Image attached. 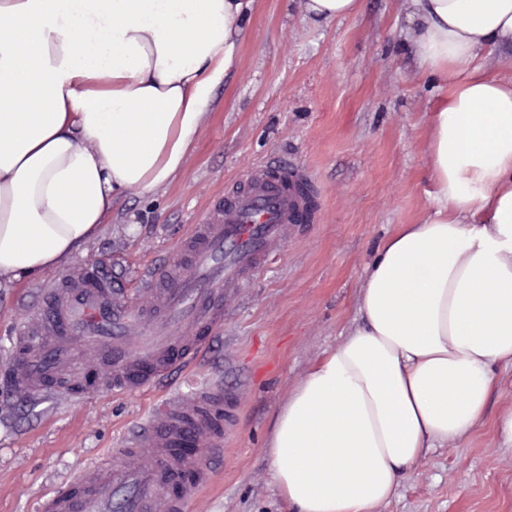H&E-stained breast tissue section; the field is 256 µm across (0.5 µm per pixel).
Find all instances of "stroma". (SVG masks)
I'll return each mask as SVG.
<instances>
[{"mask_svg": "<svg viewBox=\"0 0 512 512\" xmlns=\"http://www.w3.org/2000/svg\"><path fill=\"white\" fill-rule=\"evenodd\" d=\"M400 0H361L324 26L292 0H257L250 37L201 131L185 172L155 197L127 192L86 254L61 270L0 290V512H40L118 447L150 409L176 393L222 384L236 398L222 451L207 463L188 512H282L264 445L274 414L307 367L345 336L378 244L427 216L426 114L432 83L407 69ZM304 170L317 193L309 223L289 225L264 265L224 296V323L186 367L124 394L18 395L7 376L21 316L41 289L84 273L142 288L160 258H175L206 206L251 168ZM382 512H512V448L485 424L457 448H437Z\"/></svg>", "mask_w": 512, "mask_h": 512, "instance_id": "stroma-1", "label": "stroma"}]
</instances>
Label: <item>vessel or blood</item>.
Returning a JSON list of instances; mask_svg holds the SVG:
<instances>
[{
  "mask_svg": "<svg viewBox=\"0 0 512 512\" xmlns=\"http://www.w3.org/2000/svg\"><path fill=\"white\" fill-rule=\"evenodd\" d=\"M239 192L216 200L181 244V257L141 294L94 277L52 293L46 315L16 332L23 358L10 369L14 388L31 395L54 383L84 385L89 360L111 358L103 384L125 392L188 365L198 339L224 321V286L259 268L269 241L311 211L307 174L284 165L249 171ZM234 405L218 385L172 396L134 427L117 456L48 498L42 512H185L199 489L204 462L218 452ZM196 444V456L180 448Z\"/></svg>",
  "mask_w": 512,
  "mask_h": 512,
  "instance_id": "b4317fda",
  "label": "vessel or blood"
}]
</instances>
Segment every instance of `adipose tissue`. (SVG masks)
Here are the masks:
<instances>
[{
  "mask_svg": "<svg viewBox=\"0 0 512 512\" xmlns=\"http://www.w3.org/2000/svg\"><path fill=\"white\" fill-rule=\"evenodd\" d=\"M316 25L359 0H295ZM256 0H0V289L86 251L123 192L186 169ZM428 74L432 209L379 245L358 323L278 408L288 512H380L431 450L482 426L512 367V0H403Z\"/></svg>",
  "mask_w": 512,
  "mask_h": 512,
  "instance_id": "ef3b65f1",
  "label": "adipose tissue"
}]
</instances>
